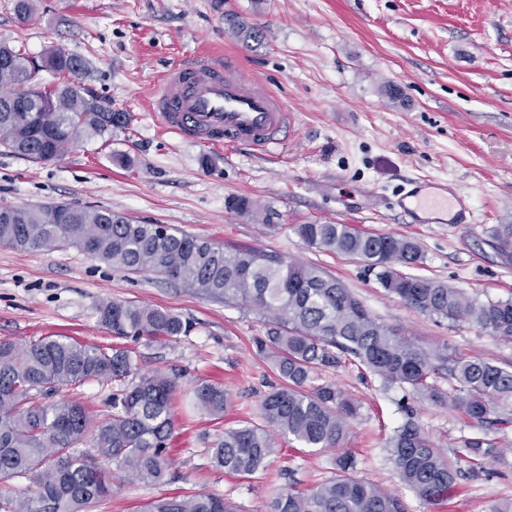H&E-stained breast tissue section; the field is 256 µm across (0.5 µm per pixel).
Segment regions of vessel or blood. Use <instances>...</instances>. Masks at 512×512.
<instances>
[{
	"mask_svg": "<svg viewBox=\"0 0 512 512\" xmlns=\"http://www.w3.org/2000/svg\"><path fill=\"white\" fill-rule=\"evenodd\" d=\"M150 108L162 130L206 147L247 146L264 155L283 148L289 117L282 101L232 58H203L165 72ZM448 205L447 223L470 224L467 196L451 183L426 180L403 189L396 210L410 223H432V207Z\"/></svg>",
	"mask_w": 512,
	"mask_h": 512,
	"instance_id": "obj_1",
	"label": "vessel or blood"
}]
</instances>
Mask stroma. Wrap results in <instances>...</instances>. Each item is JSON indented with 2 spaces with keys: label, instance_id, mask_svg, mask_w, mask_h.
<instances>
[{
  "label": "stroma",
  "instance_id": "obj_1",
  "mask_svg": "<svg viewBox=\"0 0 512 512\" xmlns=\"http://www.w3.org/2000/svg\"><path fill=\"white\" fill-rule=\"evenodd\" d=\"M254 29L258 38L244 37ZM33 59L60 48L87 71L78 85L112 102L128 122L111 140L90 139L35 162L0 150V208L75 202L143 224H166L227 246L317 266L339 279L380 322L420 345L512 365V341L468 323L426 316L388 294L365 263L305 244L298 224H351L418 243L415 275L448 283L479 303L512 298V259L492 230L512 224V0H34L27 19L0 0V41ZM211 52L233 57L286 105V144L274 157L239 146L215 151L162 131L151 99L161 75ZM132 162L123 165L117 155ZM453 182L472 204L471 224H409L387 203L412 179ZM233 197L255 204L229 209ZM134 301L190 325L167 341H128L140 372L177 377L172 465L162 480L115 475L112 496L91 512H143L156 499L223 495L242 512H266L284 488L307 492L334 477L336 453L280 440L256 473L216 468L211 442L236 421L259 422V403L280 382L257 352L267 322L151 273H131L73 246L0 245V340L26 344L68 336L115 345L97 307ZM221 383L231 408L217 420L198 410V381ZM360 405L343 443L358 477L399 494L408 512H489L512 498V468L465 472L429 504L400 482L388 442L406 419L454 456L478 425L463 412L385 383L358 363L319 372ZM56 400L112 412V388H60Z\"/></svg>",
  "mask_w": 512,
  "mask_h": 512
}]
</instances>
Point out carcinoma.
Wrapping results in <instances>:
<instances>
[{
  "mask_svg": "<svg viewBox=\"0 0 512 512\" xmlns=\"http://www.w3.org/2000/svg\"><path fill=\"white\" fill-rule=\"evenodd\" d=\"M0 147L46 162L91 138H112L127 114L111 101L83 93L72 78L82 61L52 49L36 62L20 48L0 42ZM49 71L64 80L26 86V78ZM309 246L364 262L378 283L408 307L431 317L467 322L512 340V299L478 303L444 282L406 272L422 260L414 241L356 230L349 224H298ZM0 244L21 250L72 245L94 259L132 272L160 274L215 298L237 301L267 318L268 336L258 352L272 362L282 384L260 402L261 424L224 429L207 448L212 464L251 475L277 454L276 436L307 448H339L360 407L339 388L317 384L315 375L351 356L390 384L407 386L435 403H448L483 425L495 404L512 402V369L483 360H461L448 347L430 348L375 319L338 279L313 265L284 262L253 249H230L163 224H139L112 210L70 203L0 209ZM97 311L118 338L169 339L189 324L175 314L128 301H107ZM453 381L446 394L432 382L443 368ZM97 381L113 385L112 415L96 422L75 401L50 403L63 386ZM176 381L162 373L142 375L130 351L107 350L63 338L30 344L0 341V483L32 477L34 492L0 498V512H85L112 494L110 462L128 477L156 482L171 465L167 453L174 428ZM195 405L221 419L229 398L224 388L200 382ZM90 442L91 449L78 446ZM389 454L400 482L433 503L448 495L462 474L492 459L507 463L485 429L462 441L451 459L412 420L398 427ZM336 476L308 493L292 488L272 495L266 512H405L400 497L354 475L355 461L336 457ZM144 512H237L223 497L201 492L164 497Z\"/></svg>",
  "mask_w": 512,
  "mask_h": 512,
  "instance_id": "obj_1",
  "label": "carcinoma"
}]
</instances>
